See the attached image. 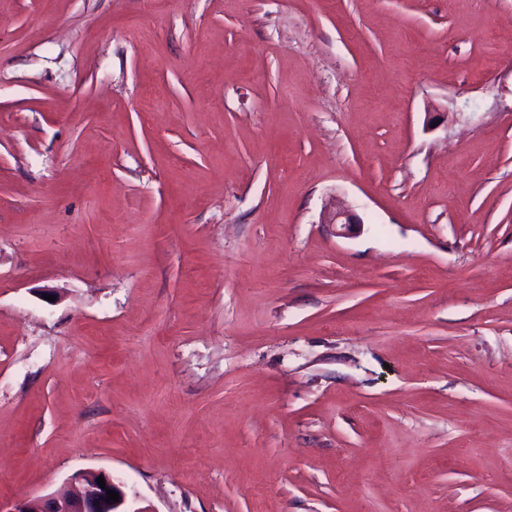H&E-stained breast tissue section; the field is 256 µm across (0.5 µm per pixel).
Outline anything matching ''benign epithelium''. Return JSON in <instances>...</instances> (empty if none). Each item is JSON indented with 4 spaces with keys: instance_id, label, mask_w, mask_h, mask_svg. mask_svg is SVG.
Listing matches in <instances>:
<instances>
[{
    "instance_id": "1",
    "label": "benign epithelium",
    "mask_w": 512,
    "mask_h": 512,
    "mask_svg": "<svg viewBox=\"0 0 512 512\" xmlns=\"http://www.w3.org/2000/svg\"><path fill=\"white\" fill-rule=\"evenodd\" d=\"M325 221L340 227V234L352 233L361 221L348 208L336 206L328 209ZM105 479V487L97 483L98 477ZM119 495V502L107 501V492ZM0 512H142L126 507V495L114 482L112 474L105 471H80L71 477V488L63 492H50L24 497L8 508L0 506Z\"/></svg>"
}]
</instances>
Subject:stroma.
Listing matches in <instances>:
<instances>
[{"instance_id":"stroma-1","label":"stroma","mask_w":512,"mask_h":512,"mask_svg":"<svg viewBox=\"0 0 512 512\" xmlns=\"http://www.w3.org/2000/svg\"><path fill=\"white\" fill-rule=\"evenodd\" d=\"M83 470L512 512V0H0V501ZM327 224H336L340 227L339 234H351L361 223L355 214L348 208L338 206L329 208L324 215Z\"/></svg>"}]
</instances>
